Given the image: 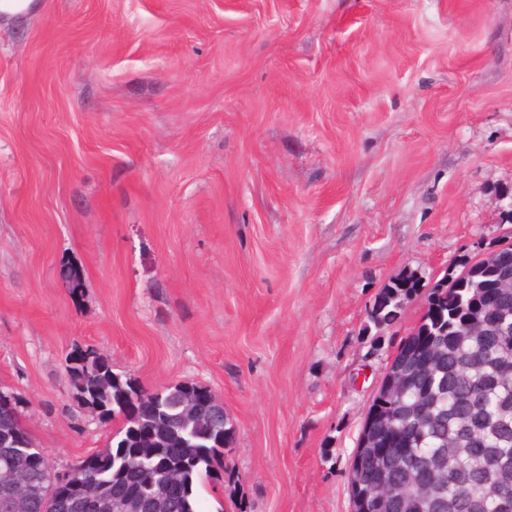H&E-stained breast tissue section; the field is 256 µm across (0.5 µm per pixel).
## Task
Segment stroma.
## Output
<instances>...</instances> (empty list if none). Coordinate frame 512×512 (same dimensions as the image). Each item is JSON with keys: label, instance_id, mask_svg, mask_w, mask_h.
<instances>
[{"label": "stroma", "instance_id": "1", "mask_svg": "<svg viewBox=\"0 0 512 512\" xmlns=\"http://www.w3.org/2000/svg\"><path fill=\"white\" fill-rule=\"evenodd\" d=\"M0 28V389L63 468L116 422L74 349L195 381L234 429L202 512H352L425 307L377 294L512 241V0H39ZM422 280L423 277L411 273L384 287L376 297L369 315V321L373 323L374 327H387L397 321L401 316L405 301L418 294L422 288Z\"/></svg>", "mask_w": 512, "mask_h": 512}]
</instances>
